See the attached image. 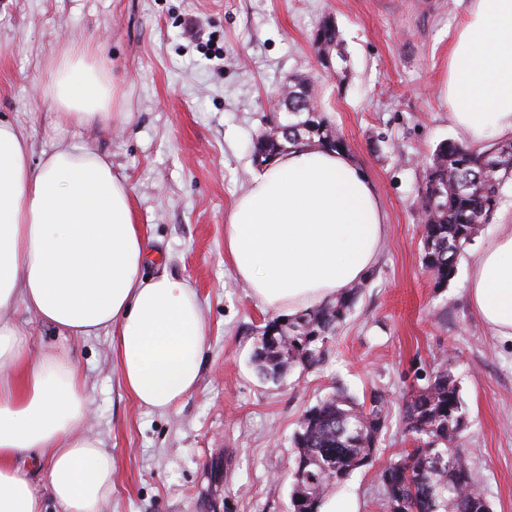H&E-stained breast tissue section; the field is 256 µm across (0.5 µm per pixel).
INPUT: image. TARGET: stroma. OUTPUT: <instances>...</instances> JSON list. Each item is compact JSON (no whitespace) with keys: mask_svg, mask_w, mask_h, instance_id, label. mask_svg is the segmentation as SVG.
<instances>
[{"mask_svg":"<svg viewBox=\"0 0 512 512\" xmlns=\"http://www.w3.org/2000/svg\"><path fill=\"white\" fill-rule=\"evenodd\" d=\"M463 19L457 0H0V117L28 137L33 160L69 140L103 156L132 192L150 259L145 274L193 282L209 327L196 391L146 411L123 388L109 331L62 334L20 305L7 310L32 354L64 350L81 368L90 432L111 448L116 478L106 512H291L292 437L306 410L336 387L378 392L391 420L380 464L404 446L403 395L447 360L464 404L461 442L493 512H512V344L491 336L468 300V275L499 222L512 220V183L447 287L421 263L416 207L425 161L456 139L445 84ZM336 26L347 68L324 71L312 44ZM97 45L131 119L58 128L40 92L60 50ZM313 81L319 104L373 182L387 241L363 292L322 360L280 375L254 360L271 317L224 253V217L256 168L251 143L271 100ZM377 467L355 471L321 512H383Z\"/></svg>","mask_w":512,"mask_h":512,"instance_id":"35a3bbf8","label":"stroma"}]
</instances>
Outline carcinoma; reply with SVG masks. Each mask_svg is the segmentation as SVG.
<instances>
[{"label": "carcinoma", "instance_id": "1", "mask_svg": "<svg viewBox=\"0 0 512 512\" xmlns=\"http://www.w3.org/2000/svg\"><path fill=\"white\" fill-rule=\"evenodd\" d=\"M313 42L317 53L332 49L336 61L346 62L336 27L323 24ZM288 131L275 139L270 129L260 133L252 155H279L285 142L348 150L331 118L317 108L305 80L294 82L288 91ZM509 180L512 140L487 149L448 140L432 153L418 203L426 216L421 261L436 286H446L454 276L460 256L480 225L490 220ZM362 289L358 283L317 308L269 319L254 354L258 369L274 377L293 365L318 363L327 343L346 324ZM387 417L384 395L373 392L357 402L341 388L306 410L293 436L295 461L289 476L297 502L291 503V512H320L331 490L354 471L374 466ZM463 419L460 390L442 361L425 386L408 391L404 420L410 447L378 472L384 512H491L483 492H469L479 479L459 444Z\"/></svg>", "mask_w": 512, "mask_h": 512}]
</instances>
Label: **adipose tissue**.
I'll list each match as a JSON object with an SVG mask.
<instances>
[{
  "label": "adipose tissue",
  "mask_w": 512,
  "mask_h": 512,
  "mask_svg": "<svg viewBox=\"0 0 512 512\" xmlns=\"http://www.w3.org/2000/svg\"><path fill=\"white\" fill-rule=\"evenodd\" d=\"M45 94L57 121H127L98 47L55 59ZM448 110L461 141L512 138V0H466L448 52ZM387 223L369 177L344 152L289 147L255 175L226 216L224 253L262 307L292 316L364 281ZM149 255L124 177L96 153L58 143L32 162L27 140L0 119V312L23 305L75 337L106 329L122 385L163 410L198 387L207 325L194 286L147 277ZM469 300L491 335L512 342V222L482 248ZM0 512H43L17 458H46L58 512H104L112 453L86 429L84 375L65 353L29 356L27 332L0 319Z\"/></svg>",
  "instance_id": "1"
}]
</instances>
